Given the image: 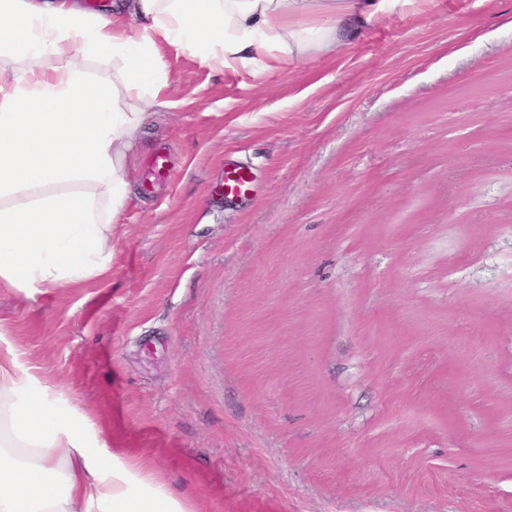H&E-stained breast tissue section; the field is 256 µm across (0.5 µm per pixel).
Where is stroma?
<instances>
[{
    "mask_svg": "<svg viewBox=\"0 0 512 512\" xmlns=\"http://www.w3.org/2000/svg\"><path fill=\"white\" fill-rule=\"evenodd\" d=\"M161 56L111 276L0 288L53 411L194 512H512V0L260 72ZM251 182V171L243 166L224 167V198L232 199L240 196Z\"/></svg>",
    "mask_w": 512,
    "mask_h": 512,
    "instance_id": "35a3bbf8",
    "label": "stroma"
}]
</instances>
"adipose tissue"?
<instances>
[{
  "mask_svg": "<svg viewBox=\"0 0 512 512\" xmlns=\"http://www.w3.org/2000/svg\"><path fill=\"white\" fill-rule=\"evenodd\" d=\"M419 0H0V287L32 294L112 272L154 110L174 108L159 48L214 71L330 56ZM108 60L88 76L78 58ZM0 347V512H192L147 459L99 452L95 425Z\"/></svg>",
  "mask_w": 512,
  "mask_h": 512,
  "instance_id": "obj_1",
  "label": "adipose tissue"
}]
</instances>
